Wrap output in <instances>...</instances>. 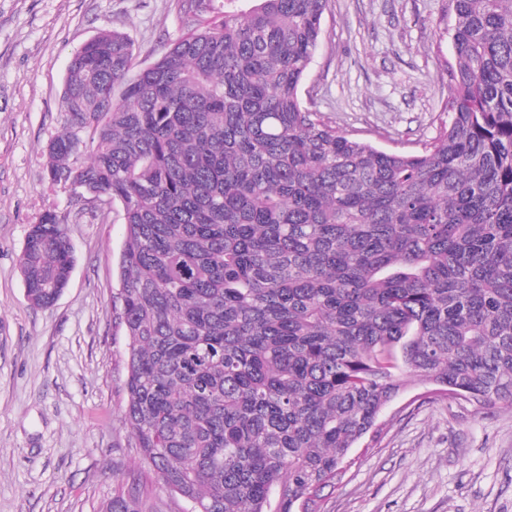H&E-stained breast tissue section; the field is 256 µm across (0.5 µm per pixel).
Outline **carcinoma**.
I'll return each instance as SVG.
<instances>
[{
    "label": "carcinoma",
    "instance_id": "1",
    "mask_svg": "<svg viewBox=\"0 0 512 512\" xmlns=\"http://www.w3.org/2000/svg\"><path fill=\"white\" fill-rule=\"evenodd\" d=\"M175 0L137 70L125 33L75 53L51 180L121 205L123 423L191 512H323L411 382L512 407V0H452L448 123L421 154L298 97L328 0ZM121 97H115V90ZM27 299L69 283L66 225H31ZM102 512H164L137 482Z\"/></svg>",
    "mask_w": 512,
    "mask_h": 512
}]
</instances>
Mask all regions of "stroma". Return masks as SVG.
<instances>
[{"label": "stroma", "mask_w": 512, "mask_h": 512, "mask_svg": "<svg viewBox=\"0 0 512 512\" xmlns=\"http://www.w3.org/2000/svg\"><path fill=\"white\" fill-rule=\"evenodd\" d=\"M449 0H329L302 104L350 137L422 153L448 122ZM149 66L179 33L173 0H0V512H101L138 477L167 512H188L143 469L122 423L125 336L114 312L120 205L53 184L46 147L66 126L75 52L103 30ZM47 211L74 250L51 306L24 293L20 257ZM386 409L381 438L327 495L326 512H512V409L425 398Z\"/></svg>", "instance_id": "1"}]
</instances>
